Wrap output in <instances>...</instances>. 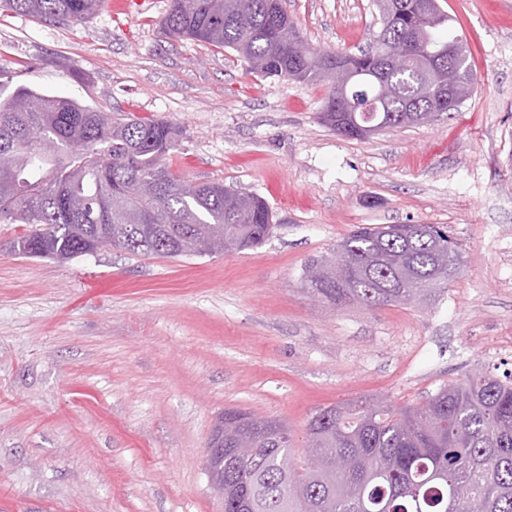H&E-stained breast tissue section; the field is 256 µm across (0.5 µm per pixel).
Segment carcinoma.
I'll return each instance as SVG.
<instances>
[{"label":"carcinoma","instance_id":"obj_1","mask_svg":"<svg viewBox=\"0 0 512 512\" xmlns=\"http://www.w3.org/2000/svg\"><path fill=\"white\" fill-rule=\"evenodd\" d=\"M99 0H0L7 8L51 24L93 15ZM433 19L418 0H391L375 36L374 54L337 51L356 68L350 90L358 105L377 96L378 118L400 126L411 109L448 112V84L422 83L412 67L394 69L392 53L411 54L414 39L430 64L448 67L454 56L458 86L474 78L468 44L440 4ZM162 27L176 38L231 49L264 78L329 83L335 63H314L290 37L300 35L282 0H170ZM321 120L348 138L353 118L336 111L328 87ZM37 127L55 146L45 156L27 140ZM179 136L168 121L102 112L29 86L0 81V224L24 232L6 248L27 258L59 261L103 249L163 257L244 251L268 239L275 225L261 197L222 183H189L166 164ZM438 224L362 227L336 245L341 275L303 276L313 296L339 309L424 303L448 288L461 270L460 247L448 249ZM256 447L237 456L236 440ZM206 470L224 482V512H512V372L487 371L448 382L414 406L372 399L346 408L323 407L307 425L304 465L292 458L288 427L275 419L228 408L208 446ZM317 458L321 468L312 469Z\"/></svg>","mask_w":512,"mask_h":512}]
</instances>
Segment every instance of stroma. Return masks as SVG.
<instances>
[{"label": "stroma", "instance_id": "1", "mask_svg": "<svg viewBox=\"0 0 512 512\" xmlns=\"http://www.w3.org/2000/svg\"><path fill=\"white\" fill-rule=\"evenodd\" d=\"M477 85L450 115L369 139L319 118L328 88L264 78L170 36L169 0L66 25L0 14V69L181 130L166 162L264 198L265 243L203 257L11 254L0 224V512H224L205 448L225 408L285 423L297 455L322 407L422 403L479 368L512 371V0H441ZM310 45L357 51L373 0H284ZM377 224H441L460 274L428 306L329 307L302 284Z\"/></svg>", "mask_w": 512, "mask_h": 512}]
</instances>
